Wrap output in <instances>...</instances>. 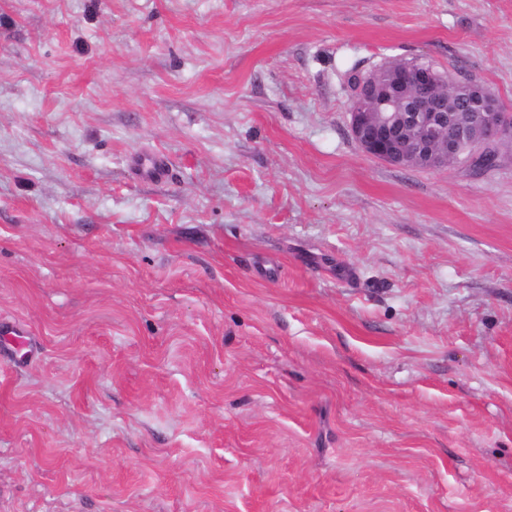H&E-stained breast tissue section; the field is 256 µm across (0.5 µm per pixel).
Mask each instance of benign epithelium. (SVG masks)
I'll return each instance as SVG.
<instances>
[{
	"mask_svg": "<svg viewBox=\"0 0 512 512\" xmlns=\"http://www.w3.org/2000/svg\"><path fill=\"white\" fill-rule=\"evenodd\" d=\"M456 78L433 65L392 60L354 79L351 135L363 152L397 167L496 163L512 141V116L487 86L469 83L468 112L456 111Z\"/></svg>",
	"mask_w": 512,
	"mask_h": 512,
	"instance_id": "benign-epithelium-1",
	"label": "benign epithelium"
}]
</instances>
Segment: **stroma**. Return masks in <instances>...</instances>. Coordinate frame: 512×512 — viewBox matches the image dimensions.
Returning a JSON list of instances; mask_svg holds the SVG:
<instances>
[{
  "label": "stroma",
  "instance_id": "stroma-1",
  "mask_svg": "<svg viewBox=\"0 0 512 512\" xmlns=\"http://www.w3.org/2000/svg\"><path fill=\"white\" fill-rule=\"evenodd\" d=\"M420 57L512 113V0H0V512H512V144L350 133Z\"/></svg>",
  "mask_w": 512,
  "mask_h": 512
}]
</instances>
